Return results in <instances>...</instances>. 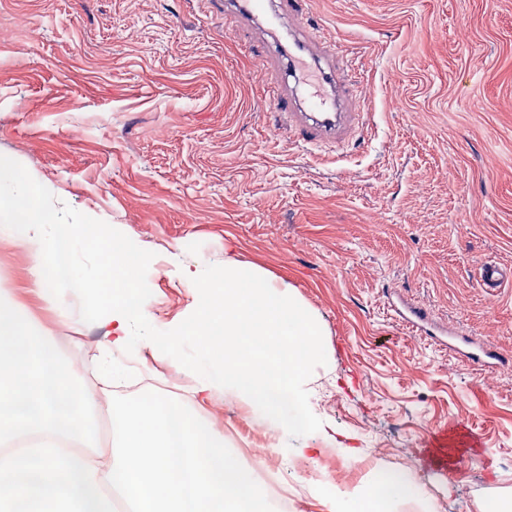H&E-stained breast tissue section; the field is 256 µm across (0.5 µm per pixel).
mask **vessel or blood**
Wrapping results in <instances>:
<instances>
[{
	"label": "vessel or blood",
	"mask_w": 512,
	"mask_h": 512,
	"mask_svg": "<svg viewBox=\"0 0 512 512\" xmlns=\"http://www.w3.org/2000/svg\"><path fill=\"white\" fill-rule=\"evenodd\" d=\"M308 0H224L225 8L240 25H251L265 15L269 26L288 25L287 41H275L266 51L265 61L278 74L270 89L271 104L282 127L288 129L305 150L349 142L366 123L365 113L356 109L354 99L362 95L361 85L352 82L345 59L322 29L308 20ZM480 282L489 293L512 285V268L489 261L482 265ZM398 317L415 332L429 331L431 312L424 307L398 304ZM463 357L479 367H492L500 359L496 350L472 344L462 347Z\"/></svg>",
	"instance_id": "1"
}]
</instances>
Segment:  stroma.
Here are the masks:
<instances>
[{
  "label": "stroma",
  "mask_w": 512,
  "mask_h": 512,
  "mask_svg": "<svg viewBox=\"0 0 512 512\" xmlns=\"http://www.w3.org/2000/svg\"><path fill=\"white\" fill-rule=\"evenodd\" d=\"M364 86L365 138L309 154L270 110L256 53L212 0H0V155L55 198L151 251L148 320L179 325L192 283L231 259L288 289L318 323L326 365L305 387L321 428L279 435L269 459L297 512H332L296 470L333 474L335 443L369 481L414 456L400 512H512V0H310ZM31 243L0 227V295L92 385L108 327L79 298L34 291ZM404 296L454 335L503 353L478 369L398 320ZM152 389L193 372L145 346L115 352ZM239 401L205 405L229 450L261 435ZM480 282L489 293H497L502 288L511 287L512 269L497 262H485L481 266Z\"/></svg>",
  "instance_id": "obj_1"
}]
</instances>
